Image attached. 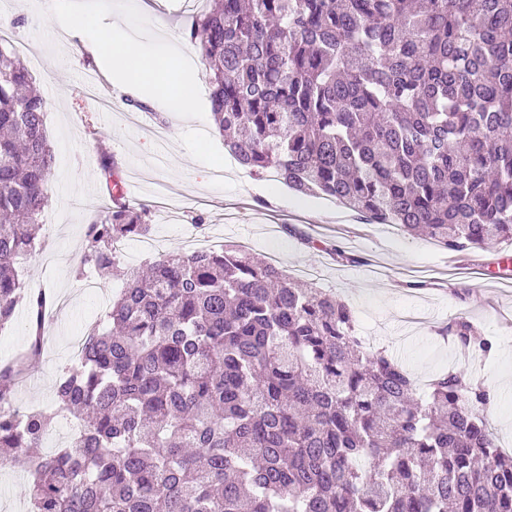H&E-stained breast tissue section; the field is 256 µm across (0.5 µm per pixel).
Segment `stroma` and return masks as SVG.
<instances>
[{"label": "stroma", "instance_id": "1", "mask_svg": "<svg viewBox=\"0 0 512 512\" xmlns=\"http://www.w3.org/2000/svg\"><path fill=\"white\" fill-rule=\"evenodd\" d=\"M156 18L140 20L135 35L152 49L165 30L181 33L179 51L196 72L191 87L201 105L187 115L169 114L158 124L151 113L129 106L128 96L103 77L100 59L83 48L85 32L60 29L47 19L48 0H0V16L17 20L14 38L48 103L46 125L55 163L48 182L43 226L52 228L49 252L34 251L22 262L28 287L45 288L60 306L50 313L44 352L16 390L25 407L51 405L59 371L72 357L84 323L100 318L103 301L122 282L93 274L96 296L83 290L78 267L85 228L108 191L98 147L119 154L118 177L141 184L131 205L150 211L151 238L161 250L145 251L140 238L126 245L135 266L161 255L248 243L256 255L278 257L287 272L312 269L307 283L336 294L354 310L358 336L387 348L418 384L461 369L482 378L494 393L482 411L498 444L512 449V240L483 250L448 251L424 236L393 224H376L335 202L302 195L267 176L225 167L224 140L209 112V84L198 49L186 38L193 19L181 0H167ZM274 201L262 204L263 195ZM467 318L495 347L489 355L461 354L440 327Z\"/></svg>", "mask_w": 512, "mask_h": 512}]
</instances>
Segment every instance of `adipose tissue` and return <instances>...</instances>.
I'll list each match as a JSON object with an SVG mask.
<instances>
[{
  "label": "adipose tissue",
  "instance_id": "obj_1",
  "mask_svg": "<svg viewBox=\"0 0 512 512\" xmlns=\"http://www.w3.org/2000/svg\"><path fill=\"white\" fill-rule=\"evenodd\" d=\"M53 9L58 27L65 29L79 23L87 28L84 47L94 56L109 59L105 75L113 85L140 100L164 105L170 112L195 111L192 93L174 80L175 75L190 70L184 53L172 51L166 44L153 52H144L133 36L134 22L97 27L93 16L85 14L77 0H55Z\"/></svg>",
  "mask_w": 512,
  "mask_h": 512
}]
</instances>
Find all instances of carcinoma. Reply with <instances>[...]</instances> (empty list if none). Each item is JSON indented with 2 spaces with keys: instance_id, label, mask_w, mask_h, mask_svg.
I'll return each instance as SVG.
<instances>
[{
  "instance_id": "carcinoma-1",
  "label": "carcinoma",
  "mask_w": 512,
  "mask_h": 512,
  "mask_svg": "<svg viewBox=\"0 0 512 512\" xmlns=\"http://www.w3.org/2000/svg\"><path fill=\"white\" fill-rule=\"evenodd\" d=\"M187 29L224 147L244 168L453 252L512 239V0H210ZM47 102L0 42V463L30 512H512V455L480 417L486 387L450 368L419 393L353 310L239 248L134 267L48 410L12 409L43 352L50 292L26 286L54 161ZM82 264L151 232L120 194ZM464 352L493 350L464 319ZM59 417L81 429L34 452ZM27 320L18 310L13 320L0 330V364L10 362L27 343Z\"/></svg>"
}]
</instances>
